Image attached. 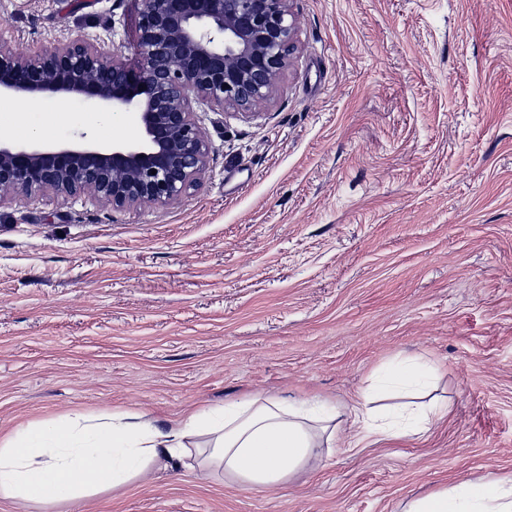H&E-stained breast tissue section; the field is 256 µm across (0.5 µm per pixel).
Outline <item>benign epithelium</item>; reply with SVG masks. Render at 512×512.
<instances>
[{
  "label": "benign epithelium",
  "mask_w": 512,
  "mask_h": 512,
  "mask_svg": "<svg viewBox=\"0 0 512 512\" xmlns=\"http://www.w3.org/2000/svg\"><path fill=\"white\" fill-rule=\"evenodd\" d=\"M290 2L138 0L135 68L86 34L33 54L0 46V96L79 97L135 112L141 126L112 145L0 141V204L44 192L88 191L116 208L183 197L211 151L196 107L252 114L274 98L294 49Z\"/></svg>",
  "instance_id": "benign-epithelium-1"
}]
</instances>
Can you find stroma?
<instances>
[{
	"instance_id": "35a3bbf8",
	"label": "stroma",
	"mask_w": 512,
	"mask_h": 512,
	"mask_svg": "<svg viewBox=\"0 0 512 512\" xmlns=\"http://www.w3.org/2000/svg\"><path fill=\"white\" fill-rule=\"evenodd\" d=\"M296 47L258 114L199 113L189 193L0 205V441L60 415L256 394L346 411L385 366L435 368L420 437L337 442L274 492L160 466L89 501L0 512H401L512 478V0H291ZM137 0H0V42L85 33L136 57ZM5 141L138 136L57 100Z\"/></svg>"
}]
</instances>
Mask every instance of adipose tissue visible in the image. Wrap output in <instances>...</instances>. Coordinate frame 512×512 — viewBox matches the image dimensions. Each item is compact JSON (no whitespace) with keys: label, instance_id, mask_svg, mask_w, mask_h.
<instances>
[{"label":"adipose tissue","instance_id":"adipose-tissue-1","mask_svg":"<svg viewBox=\"0 0 512 512\" xmlns=\"http://www.w3.org/2000/svg\"><path fill=\"white\" fill-rule=\"evenodd\" d=\"M369 394L353 413L350 433L335 411L315 412L283 397L257 395L196 410L159 429L143 415L68 417L23 428L0 445V495L52 501L87 499L105 488L147 478L158 459L193 460L201 476H224L251 488L277 490L289 475L333 448L340 436L361 442L392 432L378 422ZM404 512H512V479L471 478L408 502Z\"/></svg>","mask_w":512,"mask_h":512}]
</instances>
